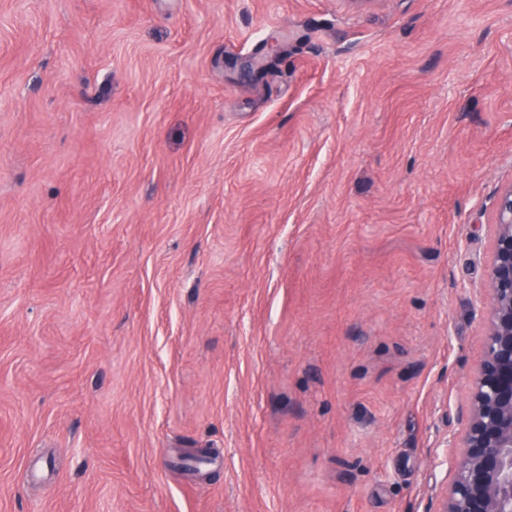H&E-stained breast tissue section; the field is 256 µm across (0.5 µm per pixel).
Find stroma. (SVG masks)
Masks as SVG:
<instances>
[{
    "label": "stroma",
    "instance_id": "1",
    "mask_svg": "<svg viewBox=\"0 0 512 512\" xmlns=\"http://www.w3.org/2000/svg\"><path fill=\"white\" fill-rule=\"evenodd\" d=\"M512 183V0H0V512H438Z\"/></svg>",
    "mask_w": 512,
    "mask_h": 512
}]
</instances>
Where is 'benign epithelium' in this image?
<instances>
[{
  "mask_svg": "<svg viewBox=\"0 0 512 512\" xmlns=\"http://www.w3.org/2000/svg\"><path fill=\"white\" fill-rule=\"evenodd\" d=\"M484 354L459 413L463 437L440 512H512V184L496 200Z\"/></svg>",
  "mask_w": 512,
  "mask_h": 512,
  "instance_id": "1",
  "label": "benign epithelium"
}]
</instances>
